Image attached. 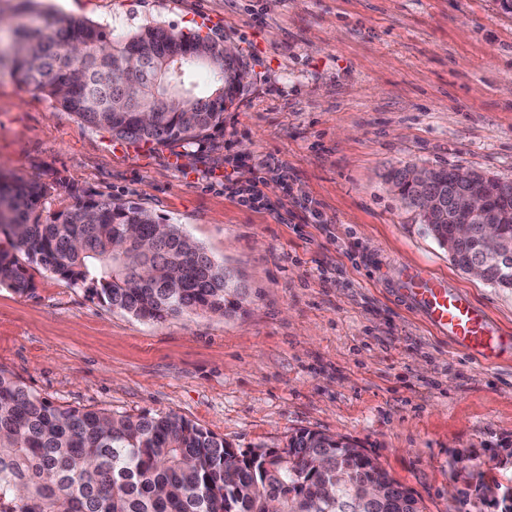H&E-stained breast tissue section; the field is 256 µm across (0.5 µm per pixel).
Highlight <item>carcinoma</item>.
Here are the masks:
<instances>
[{
  "instance_id": "obj_1",
  "label": "carcinoma",
  "mask_w": 512,
  "mask_h": 512,
  "mask_svg": "<svg viewBox=\"0 0 512 512\" xmlns=\"http://www.w3.org/2000/svg\"><path fill=\"white\" fill-rule=\"evenodd\" d=\"M207 45L219 85L186 88L194 50ZM0 66L55 99L84 124L130 145L151 149L201 143L224 126L226 104L240 92V58L198 34L150 27L121 40L93 23L49 14L38 26L14 29ZM142 87L135 95L128 85ZM404 167L386 175L423 233L446 247L455 221L448 207V169L428 185L413 184ZM475 188L490 206L512 202V180L482 175ZM52 187L0 177V286L35 288L36 265L88 297L138 319L162 322L184 314L227 315L249 302L233 270L202 246L185 251L187 234L147 210L101 195L78 197L42 220ZM438 197L440 218L425 221L416 198ZM127 224L137 234L112 247ZM455 244L452 262L477 258L480 225ZM23 254L19 260L17 254ZM383 488L367 500L368 487ZM423 512L412 491L347 438L310 429L282 448L236 451L224 439L174 414L117 415L104 409L54 405L0 368V512Z\"/></svg>"
}]
</instances>
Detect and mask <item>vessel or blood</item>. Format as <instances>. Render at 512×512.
I'll list each match as a JSON object with an SVG mask.
<instances>
[{
	"instance_id": "vessel-or-blood-1",
	"label": "vessel or blood",
	"mask_w": 512,
	"mask_h": 512,
	"mask_svg": "<svg viewBox=\"0 0 512 512\" xmlns=\"http://www.w3.org/2000/svg\"><path fill=\"white\" fill-rule=\"evenodd\" d=\"M395 294L437 334L482 364L497 366L512 360V332L504 331L447 280L421 268H405L398 274Z\"/></svg>"
}]
</instances>
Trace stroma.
Returning a JSON list of instances; mask_svg holds the SVG:
<instances>
[{
  "label": "stroma",
  "instance_id": "35a3bbf8",
  "mask_svg": "<svg viewBox=\"0 0 512 512\" xmlns=\"http://www.w3.org/2000/svg\"><path fill=\"white\" fill-rule=\"evenodd\" d=\"M0 0L113 37L202 29L235 46L247 82L207 144L113 141L0 69V174L109 196L178 224L251 291L246 311L161 323L113 311L32 268L0 287V367L56 405L175 414L233 448L309 428L349 438L424 512H500L512 479V362L487 367L394 297L420 267L512 328V289L473 278L383 180L393 167L512 179V12L501 0ZM263 198L242 205L229 169ZM315 201L308 209L306 201Z\"/></svg>",
  "mask_w": 512,
  "mask_h": 512
}]
</instances>
